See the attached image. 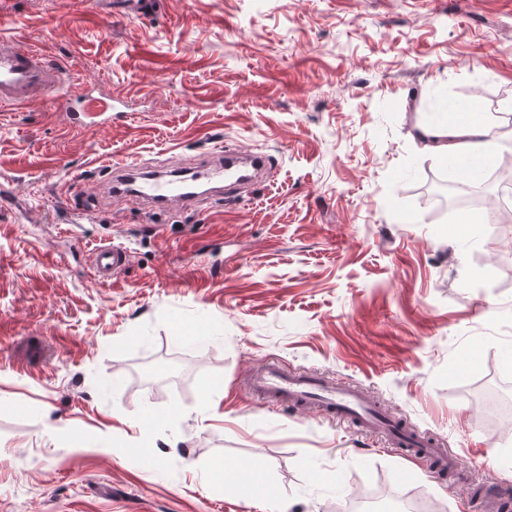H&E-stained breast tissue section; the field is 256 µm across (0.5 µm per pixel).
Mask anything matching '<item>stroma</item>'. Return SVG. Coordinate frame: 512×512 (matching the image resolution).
<instances>
[{"label":"stroma","instance_id":"35a3bbf8","mask_svg":"<svg viewBox=\"0 0 512 512\" xmlns=\"http://www.w3.org/2000/svg\"><path fill=\"white\" fill-rule=\"evenodd\" d=\"M0 34L80 60L125 113L0 112V512H477L471 484L353 425L253 396L272 361L365 391L512 491V222L435 217L450 102L512 120V0H0ZM262 151L267 178L165 213L104 164ZM117 242L130 265L95 276ZM152 409L158 425L140 423ZM153 465H145L142 450ZM259 460L268 492L214 483ZM256 476L252 483L245 487L239 484L237 481L231 480V475L226 472L223 462H216L212 465L210 474L215 481L219 482H230L236 489V491L245 498H252L257 492L255 488L267 489L268 478L265 472L264 466L261 463H255Z\"/></svg>","mask_w":512,"mask_h":512}]
</instances>
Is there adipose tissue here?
<instances>
[{"label": "adipose tissue", "instance_id": "obj_1", "mask_svg": "<svg viewBox=\"0 0 512 512\" xmlns=\"http://www.w3.org/2000/svg\"><path fill=\"white\" fill-rule=\"evenodd\" d=\"M434 151L441 155L455 154L469 160L491 159L493 144L485 138V123L473 118L471 111L449 113L445 120L428 129Z\"/></svg>", "mask_w": 512, "mask_h": 512}]
</instances>
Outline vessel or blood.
Here are the masks:
<instances>
[{
	"mask_svg": "<svg viewBox=\"0 0 512 512\" xmlns=\"http://www.w3.org/2000/svg\"><path fill=\"white\" fill-rule=\"evenodd\" d=\"M74 82V76L53 63L45 51L0 39L1 110L29 105ZM135 194L159 207L188 199L198 205L203 202L201 195L186 197L177 183L156 176L143 179ZM128 261L129 253L122 246H103L95 253V272L97 276L107 277L123 271ZM248 388L251 393L275 404L315 407L318 412L351 422L361 431L381 436L394 447L422 455L431 463L447 468L449 475L460 479L466 475L457 454L400 426L393 414L369 400L363 391L335 383L331 378L287 373L268 362L251 374Z\"/></svg>",
	"mask_w": 512,
	"mask_h": 512,
	"instance_id": "vessel-or-blood-1",
	"label": "vessel or blood"
}]
</instances>
